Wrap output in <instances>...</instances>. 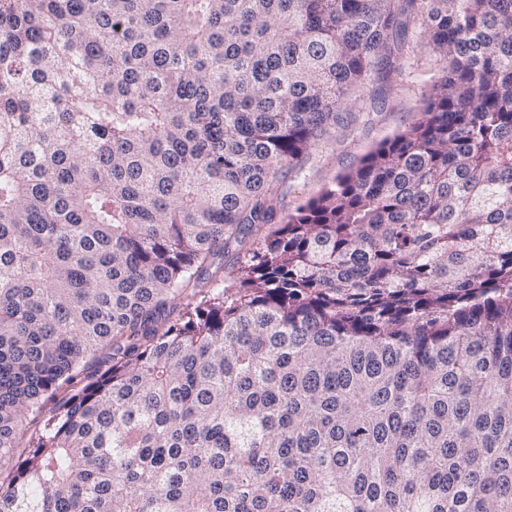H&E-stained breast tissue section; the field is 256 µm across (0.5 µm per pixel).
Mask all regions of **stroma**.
Masks as SVG:
<instances>
[{
	"label": "stroma",
	"instance_id": "stroma-1",
	"mask_svg": "<svg viewBox=\"0 0 512 512\" xmlns=\"http://www.w3.org/2000/svg\"><path fill=\"white\" fill-rule=\"evenodd\" d=\"M406 38L408 45L401 59L400 76L385 87L383 98L364 94L346 128L337 131L335 138L314 147L300 184L286 199L288 208L318 195L335 178L355 167L366 153L414 119L438 65L424 47L423 30L409 29Z\"/></svg>",
	"mask_w": 512,
	"mask_h": 512
}]
</instances>
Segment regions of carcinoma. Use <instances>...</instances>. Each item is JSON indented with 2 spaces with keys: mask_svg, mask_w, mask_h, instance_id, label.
Segmentation results:
<instances>
[{
  "mask_svg": "<svg viewBox=\"0 0 512 512\" xmlns=\"http://www.w3.org/2000/svg\"><path fill=\"white\" fill-rule=\"evenodd\" d=\"M411 23L418 117L277 219ZM28 419L0 512H512V0H0Z\"/></svg>",
  "mask_w": 512,
  "mask_h": 512,
  "instance_id": "cac0c4a2",
  "label": "carcinoma"
}]
</instances>
